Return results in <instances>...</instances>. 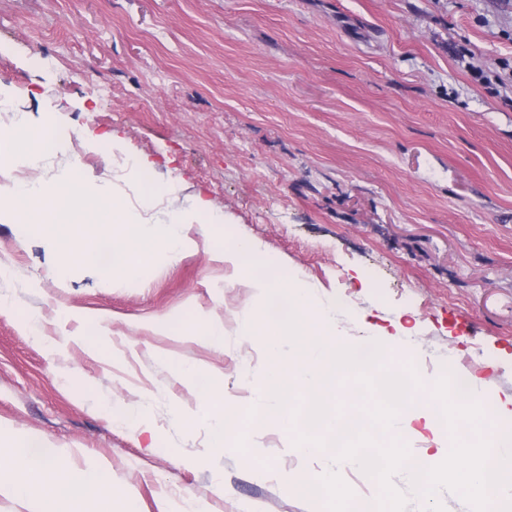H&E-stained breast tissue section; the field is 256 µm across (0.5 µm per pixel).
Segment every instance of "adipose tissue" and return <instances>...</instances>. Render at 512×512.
<instances>
[{
  "instance_id": "adipose-tissue-1",
  "label": "adipose tissue",
  "mask_w": 512,
  "mask_h": 512,
  "mask_svg": "<svg viewBox=\"0 0 512 512\" xmlns=\"http://www.w3.org/2000/svg\"><path fill=\"white\" fill-rule=\"evenodd\" d=\"M196 384L203 401L193 409L181 411L182 420L189 424L208 425L212 446L220 450L228 427L240 419L237 406L226 403L223 387L197 376ZM8 486L15 495L27 497L43 493L42 512H70L71 501L78 496H110L111 489L104 474L96 469L75 474L55 460H34L22 455L17 448L0 442V486Z\"/></svg>"
}]
</instances>
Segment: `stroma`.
Masks as SVG:
<instances>
[{
  "instance_id": "1",
  "label": "stroma",
  "mask_w": 512,
  "mask_h": 512,
  "mask_svg": "<svg viewBox=\"0 0 512 512\" xmlns=\"http://www.w3.org/2000/svg\"><path fill=\"white\" fill-rule=\"evenodd\" d=\"M0 99L41 132L42 179L126 206L148 180L158 211L220 218L135 279L0 223V436L103 470L95 512H326L294 480L332 450L263 418L258 277L312 289L351 348L405 338L422 410L460 369L483 435L512 420V0H0ZM239 237L263 257L213 259ZM186 367L261 417L249 453L179 420Z\"/></svg>"
}]
</instances>
